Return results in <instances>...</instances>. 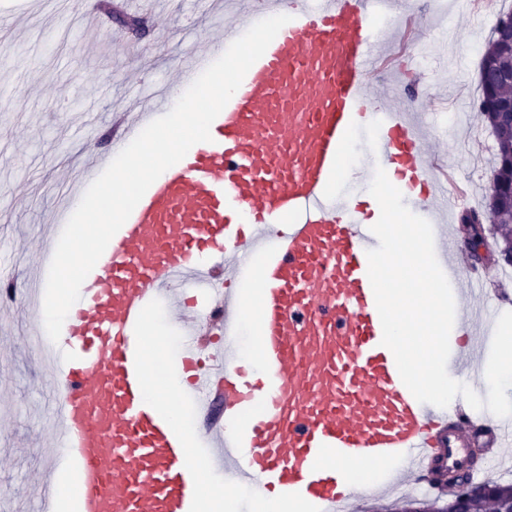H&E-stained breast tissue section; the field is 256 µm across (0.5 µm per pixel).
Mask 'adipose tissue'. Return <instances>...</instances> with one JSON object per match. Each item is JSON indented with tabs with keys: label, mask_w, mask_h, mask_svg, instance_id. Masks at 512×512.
Masks as SVG:
<instances>
[{
	"label": "adipose tissue",
	"mask_w": 512,
	"mask_h": 512,
	"mask_svg": "<svg viewBox=\"0 0 512 512\" xmlns=\"http://www.w3.org/2000/svg\"><path fill=\"white\" fill-rule=\"evenodd\" d=\"M148 344L151 382L147 396L163 410L176 424H183L181 392L186 375L182 369L172 368L164 361L168 338L158 319H150L145 328Z\"/></svg>",
	"instance_id": "ef3b65f1"
}]
</instances>
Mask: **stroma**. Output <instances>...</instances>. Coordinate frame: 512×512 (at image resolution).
I'll return each instance as SVG.
<instances>
[{"instance_id": "35a3bbf8", "label": "stroma", "mask_w": 512, "mask_h": 512, "mask_svg": "<svg viewBox=\"0 0 512 512\" xmlns=\"http://www.w3.org/2000/svg\"><path fill=\"white\" fill-rule=\"evenodd\" d=\"M446 15L425 10L417 47L396 78L371 82L398 111L419 113L427 148L455 179L474 186L486 213L497 149L477 110L478 50L512 0H447ZM0 22V274L25 283L54 236L50 214L85 159L108 150L118 116L136 109L147 88L176 82V65L202 50L233 21L225 8L204 12L198 0H167L146 17L141 34L117 20L103 32L85 28L80 0H62L63 29L25 0H7ZM38 315L25 298L0 305V512H37L54 428L50 375L25 344Z\"/></svg>"}]
</instances>
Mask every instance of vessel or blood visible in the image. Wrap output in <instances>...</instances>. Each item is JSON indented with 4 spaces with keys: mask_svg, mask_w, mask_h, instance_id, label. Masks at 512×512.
Instances as JSON below:
<instances>
[{
    "mask_svg": "<svg viewBox=\"0 0 512 512\" xmlns=\"http://www.w3.org/2000/svg\"><path fill=\"white\" fill-rule=\"evenodd\" d=\"M283 0H234L242 21L177 65L190 85L230 43ZM295 11L246 73L210 128L148 188L81 288L51 352L53 462L76 484L73 512H197L201 470L224 471L227 494L246 490L304 500L311 512H344L351 469L384 466L382 490L433 481L439 470L477 480L468 465L479 443L503 458L512 426L479 423L463 409L419 403L403 384L367 276L378 247L367 203L330 196L354 132L374 128L359 177L382 167L430 224L466 193L437 169L404 113L368 92L378 71L389 0H293ZM170 106L155 90L79 181L89 186ZM439 263L466 285L464 339L454 364L476 362L485 336L481 308L489 274L465 264L450 239ZM164 308L185 337L189 398L204 457L146 397L141 334ZM257 313L252 354L235 338Z\"/></svg>",
    "mask_w": 512,
    "mask_h": 512,
    "instance_id": "obj_1",
    "label": "vessel or blood"
}]
</instances>
